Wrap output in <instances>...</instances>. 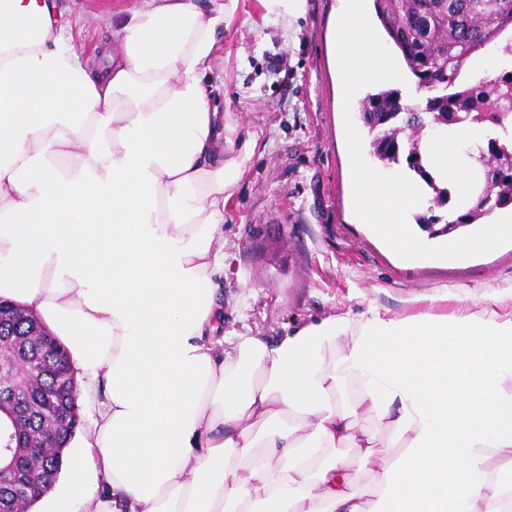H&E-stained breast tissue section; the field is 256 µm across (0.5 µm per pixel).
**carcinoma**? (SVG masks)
Instances as JSON below:
<instances>
[{
	"instance_id": "cac0c4a2",
	"label": "carcinoma",
	"mask_w": 512,
	"mask_h": 512,
	"mask_svg": "<svg viewBox=\"0 0 512 512\" xmlns=\"http://www.w3.org/2000/svg\"><path fill=\"white\" fill-rule=\"evenodd\" d=\"M376 17L389 41L399 49L407 70L422 92L420 102L402 103L401 91L380 88L358 102L359 121L370 136L369 154L389 168L405 158L407 168L424 183L433 206L456 213L451 189L439 181L431 159L421 143L436 125L466 123L484 127L488 151L478 150L475 160L486 164L488 173L481 197L453 220L439 216H417L422 225L475 224L497 209L512 206V72L486 75L475 83L461 79L467 59L488 47L512 57V40L502 44L500 35L512 28V0H373ZM33 325L20 315L0 322V341L12 343L11 356L36 359L44 366L41 387L59 389L66 379L61 363L55 361L43 337L32 334ZM74 400L57 401L60 429L51 447L36 457L26 458L33 485L28 489L27 507H33L56 483L60 473L61 449L67 448L79 415L67 419ZM20 401L9 385L0 384V429L14 436L12 415ZM17 489L0 477V512H14Z\"/></svg>"
}]
</instances>
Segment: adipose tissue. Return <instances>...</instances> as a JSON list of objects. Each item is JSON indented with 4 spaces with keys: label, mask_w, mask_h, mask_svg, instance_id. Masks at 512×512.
I'll return each mask as SVG.
<instances>
[{
    "label": "adipose tissue",
    "mask_w": 512,
    "mask_h": 512,
    "mask_svg": "<svg viewBox=\"0 0 512 512\" xmlns=\"http://www.w3.org/2000/svg\"><path fill=\"white\" fill-rule=\"evenodd\" d=\"M236 3L142 0L94 71L55 0H0V300L69 347L96 397L52 512H512L501 294L212 339L245 161L212 93ZM482 138L462 124L424 141L460 198L461 147Z\"/></svg>",
    "instance_id": "adipose-tissue-1"
}]
</instances>
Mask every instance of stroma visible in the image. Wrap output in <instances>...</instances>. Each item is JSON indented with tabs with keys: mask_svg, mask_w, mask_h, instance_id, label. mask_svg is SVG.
I'll use <instances>...</instances> for the list:
<instances>
[{
	"mask_svg": "<svg viewBox=\"0 0 512 512\" xmlns=\"http://www.w3.org/2000/svg\"><path fill=\"white\" fill-rule=\"evenodd\" d=\"M73 44L99 64L113 19L135 0H56ZM340 0H303L294 19L237 0L224 31V135L247 160L224 208L225 337L276 338L288 325L460 304L479 310L512 285V243L457 265L409 267L352 208L342 86L328 22ZM440 295L429 304V295Z\"/></svg>",
	"mask_w": 512,
	"mask_h": 512,
	"instance_id": "obj_1",
	"label": "stroma"
}]
</instances>
